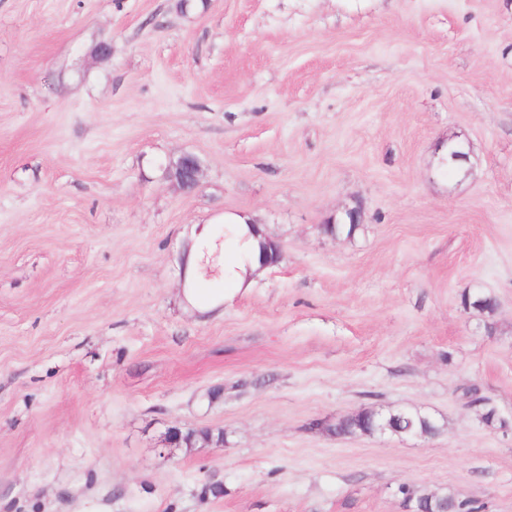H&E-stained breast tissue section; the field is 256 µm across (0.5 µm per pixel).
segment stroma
<instances>
[{
	"label": "stroma",
	"mask_w": 512,
	"mask_h": 512,
	"mask_svg": "<svg viewBox=\"0 0 512 512\" xmlns=\"http://www.w3.org/2000/svg\"><path fill=\"white\" fill-rule=\"evenodd\" d=\"M179 2L0 0V512H512V431L466 396L512 417V0ZM230 214L282 259L186 309ZM365 408L440 431L310 427ZM173 427L224 441L166 456ZM201 173L200 160L192 154H183L176 160L168 162L163 178L184 190L187 185L196 186ZM206 242L209 246V253L211 254L215 250L216 245L209 240V228L202 227L199 229V232L196 233V241L185 253L184 262L189 277H194L200 267V261L203 257L202 247ZM382 417L390 429L376 414L374 415V424L370 432L357 435L386 434V432H396L400 435H414L417 433L433 435L439 431V426L432 418L418 412L394 410L387 414L383 413ZM447 508H443L444 504L440 501H432L426 506L427 510H417L416 512H480L481 506L475 505L476 501L462 499L459 500L452 493H444ZM456 505H465V510H458Z\"/></svg>",
	"instance_id": "obj_1"
}]
</instances>
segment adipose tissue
Returning a JSON list of instances; mask_svg holds the SVG:
<instances>
[{
  "label": "adipose tissue",
  "instance_id": "obj_1",
  "mask_svg": "<svg viewBox=\"0 0 512 512\" xmlns=\"http://www.w3.org/2000/svg\"><path fill=\"white\" fill-rule=\"evenodd\" d=\"M270 240L265 225L255 223L248 215H228L224 218V293L211 295L200 301L197 289L185 291L189 303H202L210 309L222 302L232 301L238 294L247 292L254 284V275L262 270V253Z\"/></svg>",
  "mask_w": 512,
  "mask_h": 512
}]
</instances>
